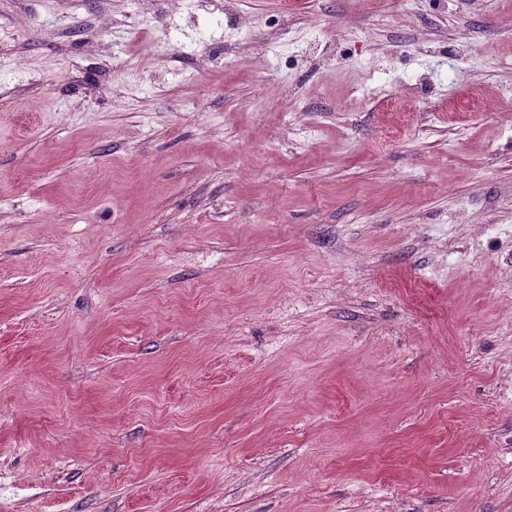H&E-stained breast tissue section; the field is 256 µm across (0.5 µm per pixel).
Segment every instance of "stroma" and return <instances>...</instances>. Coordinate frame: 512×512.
I'll use <instances>...</instances> for the list:
<instances>
[{
    "label": "stroma",
    "mask_w": 512,
    "mask_h": 512,
    "mask_svg": "<svg viewBox=\"0 0 512 512\" xmlns=\"http://www.w3.org/2000/svg\"><path fill=\"white\" fill-rule=\"evenodd\" d=\"M132 13L0 0V512H512V0Z\"/></svg>",
    "instance_id": "obj_1"
}]
</instances>
